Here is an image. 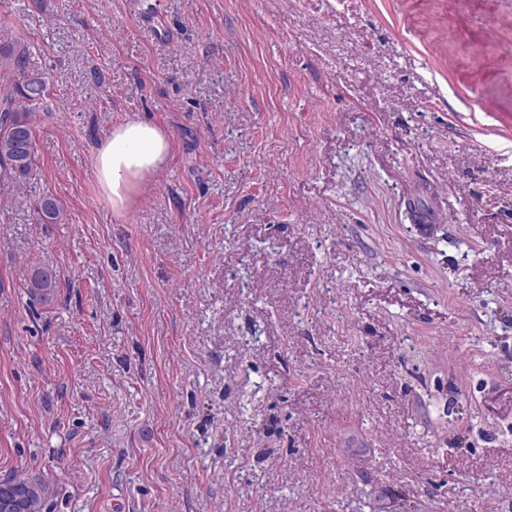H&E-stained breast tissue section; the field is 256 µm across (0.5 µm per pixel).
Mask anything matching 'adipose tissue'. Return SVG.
I'll use <instances>...</instances> for the list:
<instances>
[{"label":"adipose tissue","mask_w":512,"mask_h":512,"mask_svg":"<svg viewBox=\"0 0 512 512\" xmlns=\"http://www.w3.org/2000/svg\"><path fill=\"white\" fill-rule=\"evenodd\" d=\"M171 149L169 133L141 119L114 126L99 141L94 151L98 186L116 214L134 203L140 187L159 172Z\"/></svg>","instance_id":"adipose-tissue-1"}]
</instances>
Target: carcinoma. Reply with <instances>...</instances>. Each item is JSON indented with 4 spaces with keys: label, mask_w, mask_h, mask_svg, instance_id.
Returning a JSON list of instances; mask_svg holds the SVG:
<instances>
[{
    "label": "carcinoma",
    "mask_w": 512,
    "mask_h": 512,
    "mask_svg": "<svg viewBox=\"0 0 512 512\" xmlns=\"http://www.w3.org/2000/svg\"><path fill=\"white\" fill-rule=\"evenodd\" d=\"M28 49L14 44L0 45V56L13 62L18 78L16 92L0 97V183L21 184L29 178L35 166V133L31 112L35 111L47 93L43 73L29 67ZM40 224L58 222L61 207L57 199L44 195L34 206ZM59 275L48 268L35 267L27 278L31 297L48 303L53 300ZM19 506H4V491H0V512H45L48 491L41 479L13 477Z\"/></svg>",
    "instance_id": "carcinoma-1"
}]
</instances>
